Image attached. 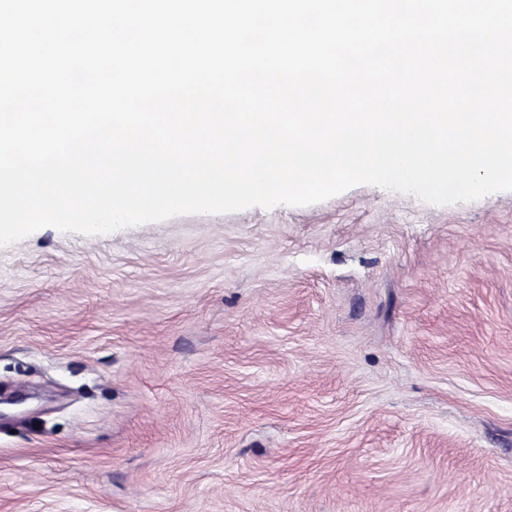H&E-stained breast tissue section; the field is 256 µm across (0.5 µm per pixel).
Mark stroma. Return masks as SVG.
I'll return each mask as SVG.
<instances>
[{
	"mask_svg": "<svg viewBox=\"0 0 512 512\" xmlns=\"http://www.w3.org/2000/svg\"><path fill=\"white\" fill-rule=\"evenodd\" d=\"M0 512H512V191L361 184L0 247Z\"/></svg>",
	"mask_w": 512,
	"mask_h": 512,
	"instance_id": "stroma-1",
	"label": "stroma"
}]
</instances>
